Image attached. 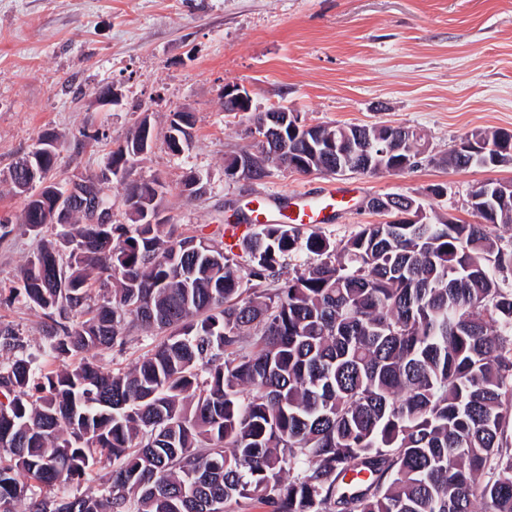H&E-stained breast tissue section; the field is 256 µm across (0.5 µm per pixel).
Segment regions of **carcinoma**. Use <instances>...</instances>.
<instances>
[{
	"instance_id": "obj_1",
	"label": "carcinoma",
	"mask_w": 512,
	"mask_h": 512,
	"mask_svg": "<svg viewBox=\"0 0 512 512\" xmlns=\"http://www.w3.org/2000/svg\"><path fill=\"white\" fill-rule=\"evenodd\" d=\"M265 159L336 174L395 168L381 134L317 125L272 131ZM136 127L115 167L150 148ZM491 157L448 149V166ZM99 181L72 222L41 245L10 289L42 312L41 356L0 364V512H512V200L466 224H368L340 243L289 224L196 254L143 207L157 180L124 185L127 224ZM48 186L21 223H52ZM301 255L306 260L284 268ZM166 333L129 371L92 350H123L124 330ZM112 465L107 494L59 496V484Z\"/></svg>"
}]
</instances>
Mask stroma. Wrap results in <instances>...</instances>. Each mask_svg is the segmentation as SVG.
<instances>
[{"instance_id": "1", "label": "stroma", "mask_w": 512, "mask_h": 512, "mask_svg": "<svg viewBox=\"0 0 512 512\" xmlns=\"http://www.w3.org/2000/svg\"><path fill=\"white\" fill-rule=\"evenodd\" d=\"M246 83L254 106H292L308 125L413 127L430 158L413 170L374 175H303L271 168L259 181H231L229 154L250 148L246 114L224 112L225 84ZM112 85L113 104L100 91ZM195 115L188 151L156 142L135 174L167 185L162 208L176 234L219 240L224 208L284 193L315 196L327 184L357 191L352 210L320 225L333 241L383 223L366 199L415 196L428 215L472 222L465 206L478 182L512 180V165L449 169L450 146L475 129L512 130V0H0V212L20 215L23 201L8 169L46 132L58 136L59 180L99 169L142 119L164 134L173 111ZM195 172L208 192L181 190ZM442 196H430L433 185ZM13 223L0 239V289L52 238ZM27 352L40 354L41 313L0 301ZM132 328L123 351H100L103 369H127L155 344Z\"/></svg>"}]
</instances>
